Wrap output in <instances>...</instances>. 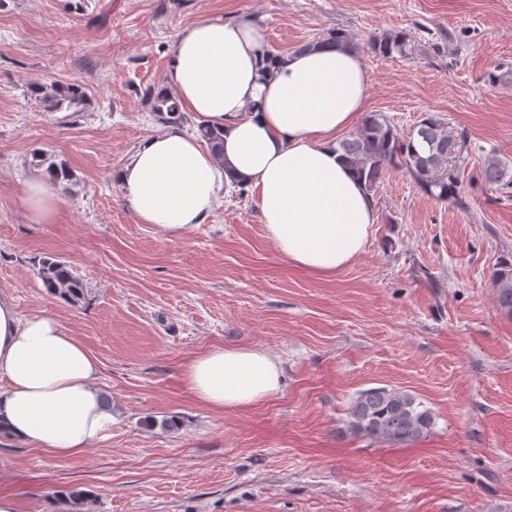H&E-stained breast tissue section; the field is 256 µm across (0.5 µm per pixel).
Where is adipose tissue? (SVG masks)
<instances>
[{"instance_id":"adipose-tissue-1","label":"adipose tissue","mask_w":512,"mask_h":512,"mask_svg":"<svg viewBox=\"0 0 512 512\" xmlns=\"http://www.w3.org/2000/svg\"><path fill=\"white\" fill-rule=\"evenodd\" d=\"M267 48L264 28L245 14L178 33L165 86L197 123L223 130L224 157L172 122L142 140L114 178L139 223L172 239L243 184L278 253L329 279L362 254L378 219L336 144L366 110L369 73L361 54L342 47L284 52L270 69ZM19 199L32 223H54L53 179L24 180ZM98 374L97 358L57 319L21 314L0 293V430L10 440L60 457L90 450L116 421ZM183 378L202 405L247 410L280 391L282 367L257 346H214Z\"/></svg>"}]
</instances>
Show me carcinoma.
<instances>
[{"label":"carcinoma","mask_w":512,"mask_h":512,"mask_svg":"<svg viewBox=\"0 0 512 512\" xmlns=\"http://www.w3.org/2000/svg\"><path fill=\"white\" fill-rule=\"evenodd\" d=\"M329 45L359 49L348 33L335 29L320 40L299 45L296 50ZM406 46L407 35L404 33L386 34L368 42V48L382 57L401 54ZM32 91L46 112H59L64 105L71 106L81 98L80 89L74 85L37 86ZM142 99L161 123L187 121L177 98L162 88H144ZM197 133L216 158H223V131L199 125ZM417 140L424 144L421 151L415 146ZM457 144L458 139L449 136L444 123L433 116L423 117L412 132L403 135L387 116L369 112L357 130L340 141L338 149L345 162L364 180L370 193L377 190L389 170L397 169L407 173L428 195L441 201H456L462 180L458 174L449 175L447 166L451 158L458 159L461 165L465 163L460 152L456 151ZM482 174L489 186L508 188V183L504 182V168L497 159H488ZM37 273L49 293L73 305L84 298V283L67 264L44 258L38 263ZM491 277L500 310L512 315V262L499 261ZM350 416L358 432L389 443L416 441L433 424L431 412L421 408L412 395L386 387L360 392L352 404ZM92 508L93 502L85 491L74 489L69 492L67 512H90Z\"/></svg>","instance_id":"cac0c4a2"}]
</instances>
